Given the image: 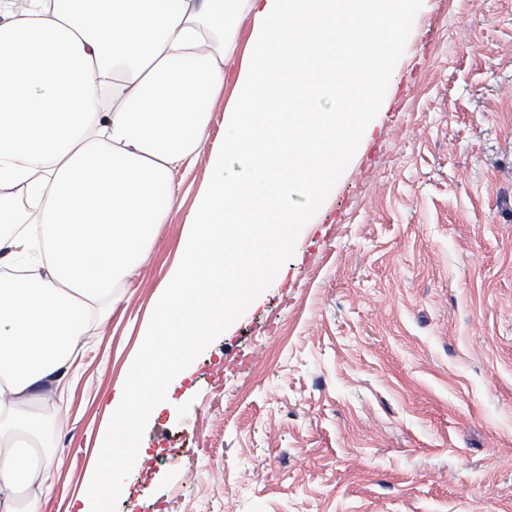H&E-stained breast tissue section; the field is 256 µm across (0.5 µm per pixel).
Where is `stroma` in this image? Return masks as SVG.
<instances>
[{"label": "stroma", "instance_id": "35a3bbf8", "mask_svg": "<svg viewBox=\"0 0 512 512\" xmlns=\"http://www.w3.org/2000/svg\"><path fill=\"white\" fill-rule=\"evenodd\" d=\"M223 139L219 101L69 382L43 512L87 481ZM291 198L275 275L140 427L173 456L131 461L107 512H512V0H412L347 159Z\"/></svg>", "mask_w": 512, "mask_h": 512}]
</instances>
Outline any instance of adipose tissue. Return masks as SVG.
<instances>
[{
  "label": "adipose tissue",
  "instance_id": "adipose-tissue-1",
  "mask_svg": "<svg viewBox=\"0 0 512 512\" xmlns=\"http://www.w3.org/2000/svg\"><path fill=\"white\" fill-rule=\"evenodd\" d=\"M407 0H0V512H42L21 490L50 481L29 402L65 403L83 337L145 261L155 225L197 158L224 90L240 17L252 49L224 107V144L187 218L180 256L127 378L105 404L96 465L68 512L119 495L143 457L144 416L209 336L249 304L299 223L290 192L321 196L367 121L380 60L399 43ZM377 33V59L356 32ZM350 48L346 109L326 59ZM232 266V288L218 271Z\"/></svg>",
  "mask_w": 512,
  "mask_h": 512
}]
</instances>
